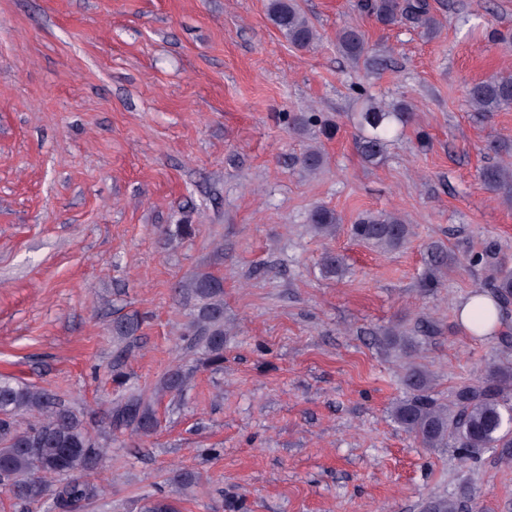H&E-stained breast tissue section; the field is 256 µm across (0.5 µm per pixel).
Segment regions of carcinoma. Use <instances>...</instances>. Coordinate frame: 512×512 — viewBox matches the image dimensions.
I'll return each mask as SVG.
<instances>
[{"label":"carcinoma","mask_w":512,"mask_h":512,"mask_svg":"<svg viewBox=\"0 0 512 512\" xmlns=\"http://www.w3.org/2000/svg\"><path fill=\"white\" fill-rule=\"evenodd\" d=\"M359 8L385 25L410 21L430 37L440 26L428 0H361ZM267 15L288 43L298 49L306 50L318 40L317 31L296 0H268ZM336 44L357 66L373 70L383 64L368 47L365 33L356 26L342 27L336 34ZM467 101L474 111L481 113L512 107V76H497L473 84L467 90ZM412 120V107L405 101L383 107L372 98L365 99L355 118L359 153L369 163L381 162L390 134L407 127ZM316 122V115L309 112L289 116L292 129L300 134L308 133ZM487 149L501 160L484 167L480 179L486 190L512 206V143L494 139ZM301 164L309 173H316L324 164L321 148L310 146ZM308 223L315 234L331 237L341 220L330 209L316 208L309 214ZM350 232L374 247L394 251L413 235V225L395 212L368 214L351 225ZM456 262L444 245L431 243L422 287H441ZM321 266L329 276L344 270L342 259L331 253L324 255ZM181 290L197 300V313L185 335L202 349L207 365L222 367L226 341L222 282L201 274L181 286ZM479 293L494 294L498 316H503V305L512 299V270L495 265ZM140 327L136 316L120 318L113 322L112 335L126 339ZM186 382L187 374L177 367L163 376L160 390L179 394ZM405 385L409 396L393 406V418L428 448L453 444L460 468H468L485 448H512V425L507 424L512 418V404L507 402V393L512 390V371L508 368L490 365L485 381L458 390L450 408L432 398L431 378L425 371L409 368ZM106 419L110 433L130 431L148 435L157 426L155 411L142 395L135 393L109 407ZM67 448L86 449L80 469H72L63 459ZM107 454V440L93 436L83 416L49 390L0 376V472L8 474L6 486L16 503L36 504L51 495L60 512H80L103 493L100 473ZM143 512H178V508L167 497H149Z\"/></svg>","instance_id":"carcinoma-1"}]
</instances>
